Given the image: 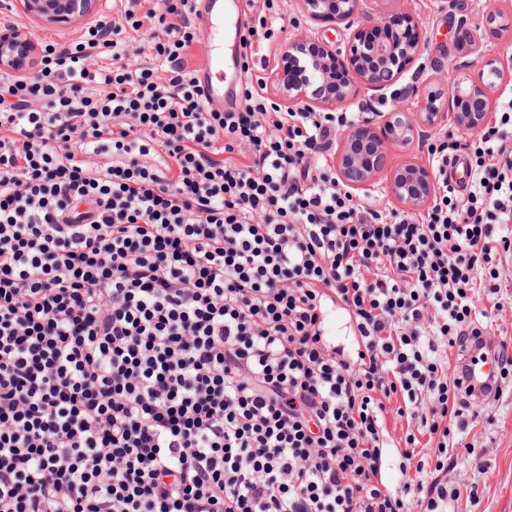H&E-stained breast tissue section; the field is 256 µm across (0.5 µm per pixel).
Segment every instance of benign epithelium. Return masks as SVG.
I'll use <instances>...</instances> for the list:
<instances>
[{
	"label": "benign epithelium",
	"mask_w": 512,
	"mask_h": 512,
	"mask_svg": "<svg viewBox=\"0 0 512 512\" xmlns=\"http://www.w3.org/2000/svg\"><path fill=\"white\" fill-rule=\"evenodd\" d=\"M28 15L52 25L69 24L91 14L99 0H15ZM373 0H296L301 13L316 20H347L354 25L343 46H330L316 37L297 35L284 46L281 64L270 72L268 82L288 110L300 106L307 110L328 109L357 97L360 91L373 100L393 80L419 64L425 40L419 33L420 23L407 15L405 29L397 28L380 17L370 6ZM378 37L370 50L362 48L369 33ZM485 34L469 35L457 43L458 68H477L474 77L454 83L444 100L416 85L410 90L411 106L397 105L379 115L373 113L362 122L338 133L337 159L342 182L353 190L363 189L385 167L388 147H406L429 134V129L448 122L467 132H478L488 122L490 93L503 69L483 50ZM35 47L14 29L0 32V68L22 76L28 74ZM347 63L345 81L335 84L332 74L339 60ZM388 193L407 211L430 206L436 196L437 180L433 170L415 160H406L389 173Z\"/></svg>",
	"instance_id": "obj_1"
}]
</instances>
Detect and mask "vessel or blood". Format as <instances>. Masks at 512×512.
Masks as SVG:
<instances>
[{"label": "vessel or blood", "instance_id": "b4317fda", "mask_svg": "<svg viewBox=\"0 0 512 512\" xmlns=\"http://www.w3.org/2000/svg\"><path fill=\"white\" fill-rule=\"evenodd\" d=\"M197 23L212 47L209 70L197 78L208 93L213 109L235 107L237 88L242 72L241 44L245 20L240 12V0H197Z\"/></svg>", "mask_w": 512, "mask_h": 512}]
</instances>
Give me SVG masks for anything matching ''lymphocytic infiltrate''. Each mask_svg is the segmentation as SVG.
I'll return each mask as SVG.
<instances>
[{"label": "lymphocytic infiltrate", "instance_id": "1", "mask_svg": "<svg viewBox=\"0 0 512 512\" xmlns=\"http://www.w3.org/2000/svg\"><path fill=\"white\" fill-rule=\"evenodd\" d=\"M139 4L46 44L37 81L0 75V512H457L482 399L449 350L512 392L511 333L475 304L512 251V99L476 140L429 145L426 214L382 208L326 159L360 113L249 87L211 109L195 5ZM336 304L351 355L323 334Z\"/></svg>", "mask_w": 512, "mask_h": 512}]
</instances>
